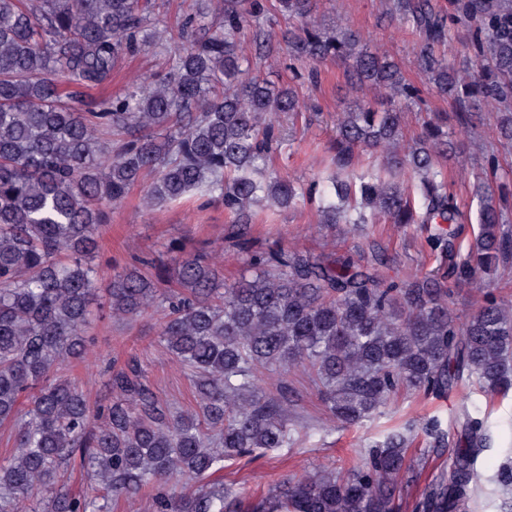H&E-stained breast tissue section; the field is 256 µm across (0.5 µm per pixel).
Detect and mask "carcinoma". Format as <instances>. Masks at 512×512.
I'll return each instance as SVG.
<instances>
[{"label": "carcinoma", "mask_w": 512, "mask_h": 512, "mask_svg": "<svg viewBox=\"0 0 512 512\" xmlns=\"http://www.w3.org/2000/svg\"><path fill=\"white\" fill-rule=\"evenodd\" d=\"M296 21L281 34L297 83L275 87L239 48L255 29L259 49L271 39L267 0H224L187 13L177 34L157 31L155 0H0V424L18 426L13 454L0 461V512L41 497L43 512H111L112 497H137L163 486L156 512H398V484L410 473L409 437L389 433L363 465L321 467L242 498L234 484L191 483L255 448H286L288 374L309 373L329 418L354 426L401 389L439 395L466 385L493 397L512 390V304L491 287L512 263V235L494 203L495 180L473 183L479 233L466 253L448 188L454 153L448 133L428 117L413 144L399 147L400 110L422 90L400 65L361 45L347 28L315 20L318 0H278ZM473 25L456 51L462 67L436 48L452 43L451 20L434 0H389L386 14L419 36L416 56L430 86L462 109L495 104L499 140L512 143V0H458ZM169 56L164 77L150 75L119 96L86 103L112 82L120 57ZM336 60L380 96L336 115L335 173L329 185L295 186L268 172L282 143L273 117L298 120L300 89L319 82L317 64ZM393 147L382 176L355 173L364 148ZM147 203L194 192L217 199L244 229L254 206L318 204L321 224L358 229L376 219L436 224L429 243L450 261L424 276L389 278L379 258L362 265L347 253L272 249L249 257L253 273L224 284V270L187 254L149 275L93 263L99 229L112 206L145 176ZM476 291L464 315L453 289ZM112 317L163 315L160 344L190 371L199 411L162 405L140 367L114 372V401L91 408L66 370L82 358L93 304ZM276 377V393L262 375ZM28 409L20 413L22 394ZM452 433L438 420L422 426L440 451L454 444L448 470L429 484L414 512H465L481 475L487 444L483 419L462 410ZM102 485L76 498L61 472L76 451Z\"/></svg>", "instance_id": "carcinoma-1"}]
</instances>
